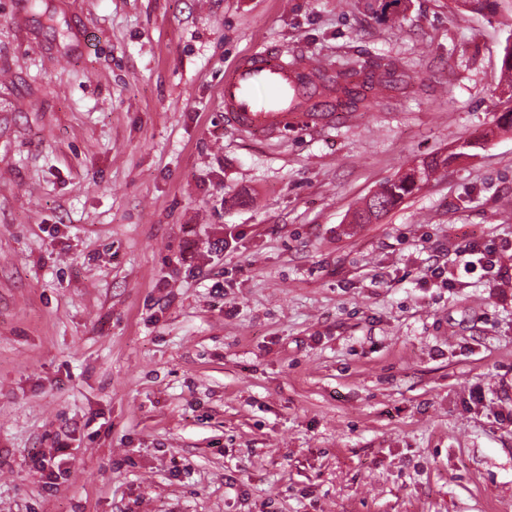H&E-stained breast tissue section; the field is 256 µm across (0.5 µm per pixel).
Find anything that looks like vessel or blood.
<instances>
[{
  "label": "vessel or blood",
  "instance_id": "vessel-or-blood-1",
  "mask_svg": "<svg viewBox=\"0 0 512 512\" xmlns=\"http://www.w3.org/2000/svg\"><path fill=\"white\" fill-rule=\"evenodd\" d=\"M327 76L303 55L272 45L239 59L224 74L226 120L244 131L276 136L291 126L330 118L334 95Z\"/></svg>",
  "mask_w": 512,
  "mask_h": 512
}]
</instances>
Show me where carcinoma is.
<instances>
[{
    "instance_id": "cac0c4a2",
    "label": "carcinoma",
    "mask_w": 512,
    "mask_h": 512,
    "mask_svg": "<svg viewBox=\"0 0 512 512\" xmlns=\"http://www.w3.org/2000/svg\"><path fill=\"white\" fill-rule=\"evenodd\" d=\"M406 72L394 62L379 57L366 66L352 67L334 76L336 109L347 112L366 110L372 106L374 79L389 89H397L405 82ZM448 166V158L435 156L424 159L402 174L383 182L372 197L363 201L352 215L353 224H371L380 220L395 206L420 188L434 174Z\"/></svg>"
}]
</instances>
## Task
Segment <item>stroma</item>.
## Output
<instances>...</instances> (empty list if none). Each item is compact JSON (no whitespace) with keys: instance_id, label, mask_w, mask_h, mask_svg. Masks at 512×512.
Listing matches in <instances>:
<instances>
[{"instance_id":"35a3bbf8","label":"stroma","mask_w":512,"mask_h":512,"mask_svg":"<svg viewBox=\"0 0 512 512\" xmlns=\"http://www.w3.org/2000/svg\"><path fill=\"white\" fill-rule=\"evenodd\" d=\"M383 2L0 0V512H512V0ZM264 44L412 82L244 134ZM448 167V157L435 156L429 160H422L419 164L409 168L402 174L383 182L373 193L372 197L363 201L352 215L351 223L371 224L379 221L395 206L420 188L441 169ZM375 208V210H373Z\"/></svg>"}]
</instances>
